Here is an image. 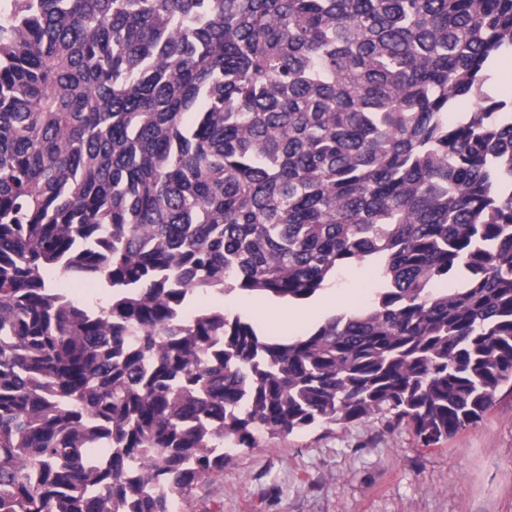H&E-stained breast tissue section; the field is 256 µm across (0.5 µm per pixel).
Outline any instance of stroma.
Returning a JSON list of instances; mask_svg holds the SVG:
<instances>
[{
  "label": "stroma",
  "mask_w": 512,
  "mask_h": 512,
  "mask_svg": "<svg viewBox=\"0 0 512 512\" xmlns=\"http://www.w3.org/2000/svg\"><path fill=\"white\" fill-rule=\"evenodd\" d=\"M376 273L357 265L290 317L261 314L259 296L209 300L269 336L292 338L330 315L363 307ZM196 512H512V387L476 424L424 446L383 412L230 448L224 472L197 494Z\"/></svg>",
  "instance_id": "obj_1"
}]
</instances>
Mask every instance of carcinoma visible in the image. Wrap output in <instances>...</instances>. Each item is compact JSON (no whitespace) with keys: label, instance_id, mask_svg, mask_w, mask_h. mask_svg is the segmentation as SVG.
Masks as SVG:
<instances>
[{"label":"carcinoma","instance_id":"obj_1","mask_svg":"<svg viewBox=\"0 0 512 512\" xmlns=\"http://www.w3.org/2000/svg\"><path fill=\"white\" fill-rule=\"evenodd\" d=\"M506 53L512 0H0V512H173L222 443L481 420L512 384ZM361 263L371 303L293 339L191 307ZM490 95L497 99H509L512 96V55L504 54L497 59L488 84Z\"/></svg>","mask_w":512,"mask_h":512}]
</instances>
